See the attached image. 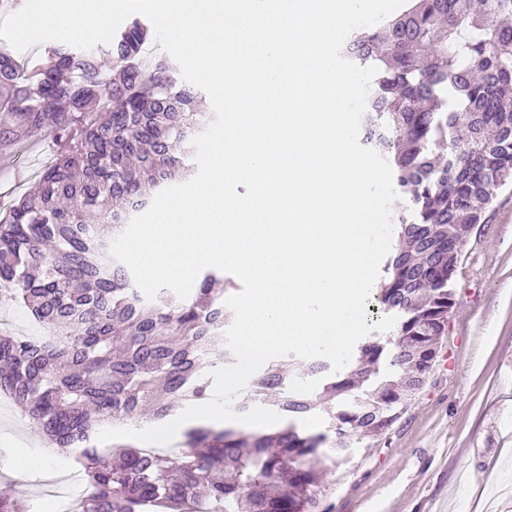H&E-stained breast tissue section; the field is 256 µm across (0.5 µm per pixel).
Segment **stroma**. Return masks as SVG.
Segmentation results:
<instances>
[{"label":"stroma","instance_id":"35a3bbf8","mask_svg":"<svg viewBox=\"0 0 512 512\" xmlns=\"http://www.w3.org/2000/svg\"><path fill=\"white\" fill-rule=\"evenodd\" d=\"M57 151L48 134L32 137L0 164V207L34 189ZM465 241L455 302L430 379L386 437L357 443L347 461L322 466L320 512H512V181L499 188ZM25 446L33 468L14 464ZM0 483L28 512H68L85 488L72 457H47L42 435L0 396Z\"/></svg>","mask_w":512,"mask_h":512}]
</instances>
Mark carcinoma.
I'll list each match as a JSON object with an SVG mask.
<instances>
[{
  "label": "carcinoma",
  "instance_id": "1",
  "mask_svg": "<svg viewBox=\"0 0 512 512\" xmlns=\"http://www.w3.org/2000/svg\"><path fill=\"white\" fill-rule=\"evenodd\" d=\"M150 35L133 18L105 46L46 48L47 65L24 66L0 44V150L42 130L61 147L36 189L0 212V285L44 329L0 333V392L75 454L89 488L79 512H318L310 462L344 461L355 436L386 435L421 391L448 331L462 246L512 175V0H414L346 39L345 59L378 69L361 145L388 160L410 202L377 296L396 323L337 373L310 359L315 391L267 362L236 410L274 393L283 427L200 424L177 452L94 443L105 421L163 419L205 399L208 369L235 363L224 340L232 279L206 273L183 301L166 289L148 301L110 255L130 220L194 171L192 139L211 120L171 59L143 61ZM318 409L327 430L299 429Z\"/></svg>",
  "mask_w": 512,
  "mask_h": 512
}]
</instances>
